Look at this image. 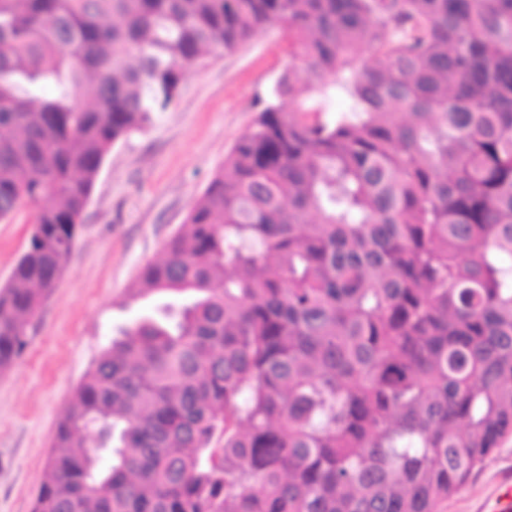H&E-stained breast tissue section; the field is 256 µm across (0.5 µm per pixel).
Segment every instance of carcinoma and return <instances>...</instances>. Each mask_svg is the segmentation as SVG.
Returning a JSON list of instances; mask_svg holds the SVG:
<instances>
[{"mask_svg": "<svg viewBox=\"0 0 512 512\" xmlns=\"http://www.w3.org/2000/svg\"><path fill=\"white\" fill-rule=\"evenodd\" d=\"M281 27L59 420L32 512H439L512 437V0H0V288L24 354L112 147ZM341 90L347 112L329 114ZM32 231L28 207L20 208L10 223L0 222V286L9 280L13 267L28 245Z\"/></svg>", "mask_w": 512, "mask_h": 512, "instance_id": "carcinoma-1", "label": "carcinoma"}]
</instances>
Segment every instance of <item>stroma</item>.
Returning <instances> with one entry per match:
<instances>
[{
  "label": "stroma",
  "instance_id": "obj_1",
  "mask_svg": "<svg viewBox=\"0 0 512 512\" xmlns=\"http://www.w3.org/2000/svg\"><path fill=\"white\" fill-rule=\"evenodd\" d=\"M282 29L187 68L170 111L116 144L94 183L66 272L28 328V347L0 374V512H31L56 425L112 336L146 313L128 291L185 224L194 202L254 118L253 102L290 64ZM30 211L0 222V286L32 234ZM512 490V440L440 512H489Z\"/></svg>",
  "mask_w": 512,
  "mask_h": 512
}]
</instances>
